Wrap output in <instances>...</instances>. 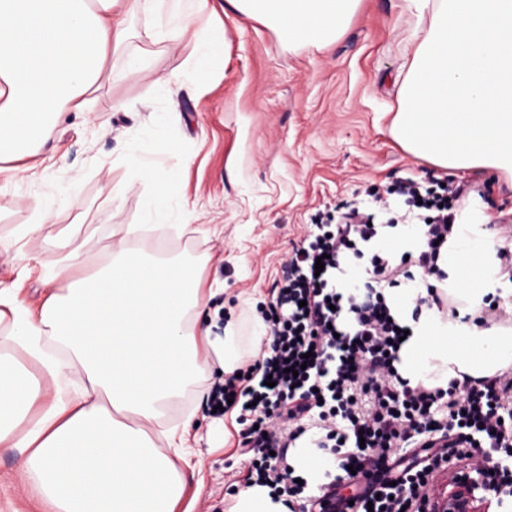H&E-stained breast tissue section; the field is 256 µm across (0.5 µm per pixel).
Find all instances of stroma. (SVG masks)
I'll list each match as a JSON object with an SVG mask.
<instances>
[{
	"label": "stroma",
	"instance_id": "stroma-1",
	"mask_svg": "<svg viewBox=\"0 0 512 512\" xmlns=\"http://www.w3.org/2000/svg\"><path fill=\"white\" fill-rule=\"evenodd\" d=\"M225 7L208 0L176 44L143 46L139 35L152 21L131 20L127 52L137 63L122 59L105 69L87 111L50 127L40 148L47 171L20 189L0 190V288L18 289L39 310L65 285L49 280L41 263L60 236L80 244L92 264L108 263L126 226L146 221L152 186L127 156L154 139L168 149L152 162L175 175L170 217L131 245L198 260L202 288L224 287L213 301L217 325L234 323L244 337L310 225L351 202L398 219L387 190L405 179L471 184L491 217L488 232L512 244L501 230L512 226L511 177L448 172L408 153L390 131L415 28L403 0H362L345 32L320 48L287 43L268 24ZM199 36L225 49L207 75L189 65ZM45 193L60 199L49 218L54 237L21 233ZM217 380L201 377L161 418L165 428L192 422L193 455L179 467L184 492L176 512H230L250 485L237 411L218 416L206 405ZM0 512H52L12 448L0 447Z\"/></svg>",
	"mask_w": 512,
	"mask_h": 512
}]
</instances>
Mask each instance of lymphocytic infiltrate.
Here are the masks:
<instances>
[{
    "instance_id": "lymphocytic-infiltrate-1",
    "label": "lymphocytic infiltrate",
    "mask_w": 512,
    "mask_h": 512,
    "mask_svg": "<svg viewBox=\"0 0 512 512\" xmlns=\"http://www.w3.org/2000/svg\"><path fill=\"white\" fill-rule=\"evenodd\" d=\"M469 191L452 178L426 189L409 179L394 185L405 205L425 202L433 217L423 248L412 256L415 267L435 271L456 205ZM374 219L352 206L335 223L311 225L273 286L264 315L268 345L246 375L214 386L209 403L239 409L247 426L242 451L255 458V482L277 496H296L300 485L283 459L308 435L338 454L340 468H353L371 484L351 512H429L435 473L459 462L480 468L485 447L505 461L488 484L511 497L512 375L454 381L444 391L409 386L394 370L403 343L385 295L409 279V270L376 253L367 270L375 286L365 297L344 294L336 284L350 257L377 236ZM432 432L455 433L451 448L420 441Z\"/></svg>"
}]
</instances>
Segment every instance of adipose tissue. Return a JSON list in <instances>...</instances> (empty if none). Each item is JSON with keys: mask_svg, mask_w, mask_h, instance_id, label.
Listing matches in <instances>:
<instances>
[{"mask_svg": "<svg viewBox=\"0 0 512 512\" xmlns=\"http://www.w3.org/2000/svg\"><path fill=\"white\" fill-rule=\"evenodd\" d=\"M361 0H227L248 19L272 22L291 42L322 46L349 24ZM204 0H0V163L21 161L50 120L86 107L108 59L130 38L135 15L166 18L180 42ZM417 18L400 108L392 131L409 153L454 170L512 173V0H404ZM428 280L394 288L398 317L411 329L398 371L410 386L447 389L463 377L512 368V330L449 318L425 302L428 286L461 298L476 314L486 298H505L498 242L467 207ZM86 259L72 247L51 260L68 279L38 314L13 288L0 289L7 342L36 360L54 387L71 364L84 383L57 392L38 419L29 411L38 380L0 352V445L25 453V469L53 512H173L182 494L174 458L191 455L185 428L153 429L166 405L196 383V327L211 297L196 262L159 259L119 245L98 273L78 276Z\"/></svg>", "mask_w": 512, "mask_h": 512, "instance_id": "adipose-tissue-1", "label": "adipose tissue"}]
</instances>
